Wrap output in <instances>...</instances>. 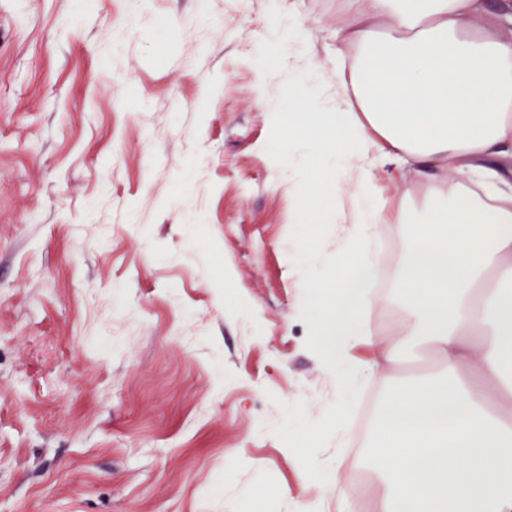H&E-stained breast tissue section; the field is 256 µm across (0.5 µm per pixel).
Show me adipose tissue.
Listing matches in <instances>:
<instances>
[{
    "instance_id": "adipose-tissue-1",
    "label": "adipose tissue",
    "mask_w": 512,
    "mask_h": 512,
    "mask_svg": "<svg viewBox=\"0 0 512 512\" xmlns=\"http://www.w3.org/2000/svg\"><path fill=\"white\" fill-rule=\"evenodd\" d=\"M499 28L486 0H351L336 31L354 51L336 56L350 65L342 104L297 128L309 161L302 221L324 218L339 178L354 187L335 258L306 255L321 270L314 334L337 390L372 382L422 336L439 357L429 385L381 407L370 470L379 512H512V293L486 285L512 279V190L481 194L465 182L500 179L512 160V40ZM386 162L433 185L425 210L392 218L413 230L400 240L404 316L389 342L370 339L364 321L380 275L368 245L385 221L371 178ZM445 169L458 181L439 180ZM358 345L369 359H353Z\"/></svg>"
}]
</instances>
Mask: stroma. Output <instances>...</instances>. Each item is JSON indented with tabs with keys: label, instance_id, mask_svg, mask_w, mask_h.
Here are the masks:
<instances>
[{
	"label": "stroma",
	"instance_id": "1",
	"mask_svg": "<svg viewBox=\"0 0 512 512\" xmlns=\"http://www.w3.org/2000/svg\"><path fill=\"white\" fill-rule=\"evenodd\" d=\"M350 0H0V512H300L323 498L298 457L359 471V398L337 404L314 323L308 249L347 223L301 233L281 135L288 88L257 45L270 26L309 31L296 68L336 106L333 34ZM387 211L426 187L374 171ZM389 276L374 304L393 337ZM239 307L224 303L225 293ZM425 339L374 382L378 401L436 369ZM342 410L344 433L296 440Z\"/></svg>",
	"mask_w": 512,
	"mask_h": 512
}]
</instances>
